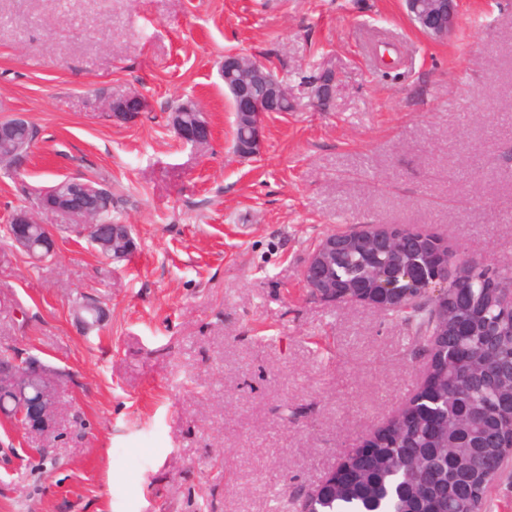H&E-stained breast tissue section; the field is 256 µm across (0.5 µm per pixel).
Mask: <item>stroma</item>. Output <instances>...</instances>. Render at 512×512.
I'll use <instances>...</instances> for the list:
<instances>
[{"mask_svg":"<svg viewBox=\"0 0 512 512\" xmlns=\"http://www.w3.org/2000/svg\"><path fill=\"white\" fill-rule=\"evenodd\" d=\"M460 8L435 41L401 0H0V108L40 130L21 175L0 169V228L79 173L137 239L115 263L41 211L59 246L34 263L0 236V350L63 375L50 432L0 418V512H294L415 392L406 327L312 299L302 271L367 224L512 269V0ZM377 35L398 63L374 57ZM229 52L293 101L250 158L232 148ZM125 94L147 111L102 113ZM188 100L213 127L201 151L172 127ZM83 294L106 313L90 330Z\"/></svg>","mask_w":512,"mask_h":512,"instance_id":"35a3bbf8","label":"stroma"}]
</instances>
